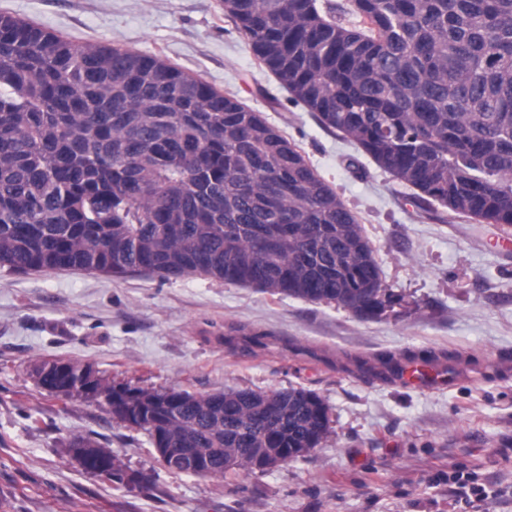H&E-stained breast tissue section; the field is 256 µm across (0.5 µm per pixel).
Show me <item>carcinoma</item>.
Instances as JSON below:
<instances>
[{"label": "carcinoma", "instance_id": "1", "mask_svg": "<svg viewBox=\"0 0 512 512\" xmlns=\"http://www.w3.org/2000/svg\"><path fill=\"white\" fill-rule=\"evenodd\" d=\"M258 64L325 129L396 180L512 226V0H222ZM0 269L171 281L189 275L376 318L382 287L358 217L259 112L198 75L0 14ZM112 418L190 448L200 476L266 471L330 433L303 387L213 393L96 379ZM111 455L106 481L135 471Z\"/></svg>", "mask_w": 512, "mask_h": 512}]
</instances>
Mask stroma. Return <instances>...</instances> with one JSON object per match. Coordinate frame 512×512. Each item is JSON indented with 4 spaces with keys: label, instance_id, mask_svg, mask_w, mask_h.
Masks as SVG:
<instances>
[{
    "label": "stroma",
    "instance_id": "obj_1",
    "mask_svg": "<svg viewBox=\"0 0 512 512\" xmlns=\"http://www.w3.org/2000/svg\"><path fill=\"white\" fill-rule=\"evenodd\" d=\"M0 13L161 55L261 113L359 217L397 298L363 319L203 277L0 270V512H512V227L418 207L415 189L290 101L218 0H0ZM53 358L146 389L303 387L327 401L330 433L261 473L174 475L105 402L41 389L34 368ZM412 364L438 382H401ZM74 434L146 485L118 491L81 471ZM454 467L485 486L476 508L449 487Z\"/></svg>",
    "mask_w": 512,
    "mask_h": 512
}]
</instances>
